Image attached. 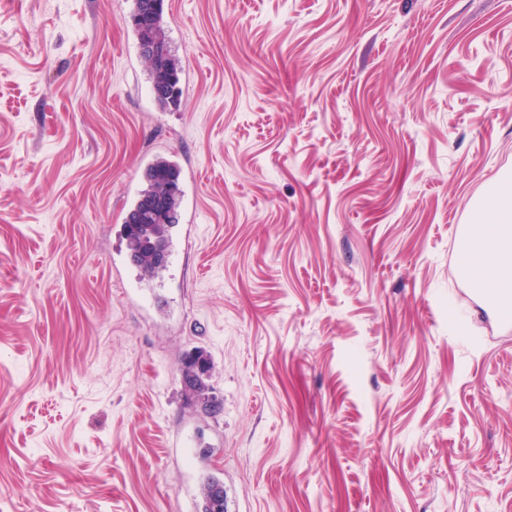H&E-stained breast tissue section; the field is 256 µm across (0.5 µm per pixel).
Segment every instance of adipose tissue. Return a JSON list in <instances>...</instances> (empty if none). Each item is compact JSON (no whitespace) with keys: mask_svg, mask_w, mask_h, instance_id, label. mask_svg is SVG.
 Returning <instances> with one entry per match:
<instances>
[{"mask_svg":"<svg viewBox=\"0 0 512 512\" xmlns=\"http://www.w3.org/2000/svg\"><path fill=\"white\" fill-rule=\"evenodd\" d=\"M460 267L473 288L500 296L502 312L512 311V179L488 186L472 222L469 247Z\"/></svg>","mask_w":512,"mask_h":512,"instance_id":"adipose-tissue-1","label":"adipose tissue"}]
</instances>
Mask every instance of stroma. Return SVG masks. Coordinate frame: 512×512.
<instances>
[{
	"label": "stroma",
	"mask_w": 512,
	"mask_h": 512,
	"mask_svg": "<svg viewBox=\"0 0 512 512\" xmlns=\"http://www.w3.org/2000/svg\"><path fill=\"white\" fill-rule=\"evenodd\" d=\"M130 7L0 0V512H198L206 473L239 512H512V330L452 244L512 174V0H164L168 112ZM159 154L182 227L136 292ZM155 162L148 167L154 158L148 160L144 167L147 170L143 176V185L140 190V200L134 207L130 220H124L123 232L127 246L133 251L138 265L145 276L150 280L159 278L163 269L156 267L152 255L146 251V244L153 236L165 235L168 226L179 223V208L182 190L180 188V171L178 167L163 155L156 156ZM145 206L155 209L154 216L149 223H138L137 218ZM177 216L176 221L169 220ZM128 224V227H127ZM133 253H127L124 264L128 269L137 268ZM211 369V366L209 363L201 366L198 369V374L193 372L192 368L190 366L184 365L181 366L180 372L182 375V380L185 384L187 393L191 395L192 397L197 398L198 400L204 401L205 404V410H208L210 413L214 411V406L209 403V400L207 398L206 400V391L208 390V385L206 383L205 376L209 374ZM204 375V376H200Z\"/></svg>",
	"instance_id": "35a3bbf8"
}]
</instances>
